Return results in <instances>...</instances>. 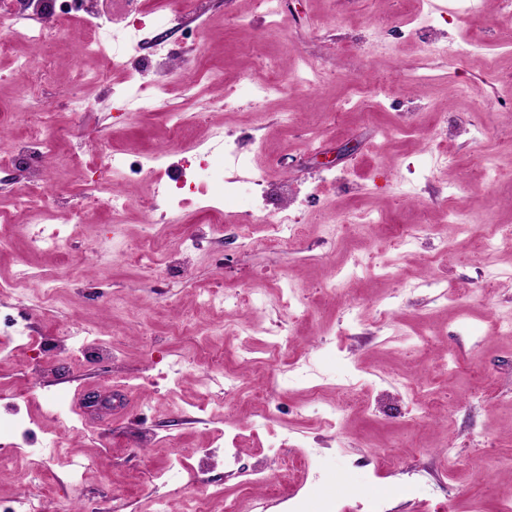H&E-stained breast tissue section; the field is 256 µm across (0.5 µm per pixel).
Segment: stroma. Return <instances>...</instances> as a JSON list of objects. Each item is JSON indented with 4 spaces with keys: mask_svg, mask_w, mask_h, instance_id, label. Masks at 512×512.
Instances as JSON below:
<instances>
[{
    "mask_svg": "<svg viewBox=\"0 0 512 512\" xmlns=\"http://www.w3.org/2000/svg\"><path fill=\"white\" fill-rule=\"evenodd\" d=\"M448 0H283L270 24L256 0H180L166 26L146 25L148 56L129 54L100 81L76 80L85 36L68 26L49 39L0 56V164L18 166L27 114H44L46 134L68 131L40 170L52 207L89 193L87 166L98 150L132 148L159 159L166 179L198 168L203 149L238 141L244 170L228 168L235 195L199 179L176 213L149 211L151 183L120 184L126 211L97 210L89 223L62 224L61 247L33 254L31 224L0 186V311L29 316L26 336L0 335V436L25 420L27 440L0 447V496L28 512L29 474L49 441L71 453L50 464L48 512H158L161 503L239 493L217 448L235 434L239 465L276 471L299 453L287 488L249 489L248 512H500L512 494V245L481 248L491 226L512 225V21L493 0L451 14ZM432 14L428 38L410 35ZM497 69L487 72L485 57ZM322 73L299 87L300 61ZM279 78L280 91L250 89ZM190 83L186 96L133 110L118 90ZM457 86L472 96L454 95ZM81 100L86 112H68ZM188 114L173 136L174 113ZM205 113L203 122L194 114ZM495 170L485 174L484 157ZM259 222H239L254 196ZM223 197L224 222L199 221ZM469 210L458 234L450 206ZM303 228L285 245L256 246L285 207ZM425 225L412 245L394 247L395 225ZM145 253L150 263L137 262ZM26 262L36 276L17 275ZM344 290L331 293L335 277ZM257 299L232 313L206 304L207 290ZM459 288L461 304L443 290ZM289 290L290 304L278 303ZM389 316H381L382 304ZM434 326L432 346L417 335ZM89 328L98 342L70 358L67 331ZM287 334L293 358L267 359L270 336ZM236 377L225 391L224 375ZM422 382L443 409L417 419L416 404L389 377ZM488 377L481 397L470 382ZM363 405L322 430V405L348 389ZM274 398L275 416H257L241 396ZM395 465L383 470L382 458ZM93 465L77 471L76 462Z\"/></svg>",
    "mask_w": 512,
    "mask_h": 512,
    "instance_id": "35a3bbf8",
    "label": "stroma"
}]
</instances>
